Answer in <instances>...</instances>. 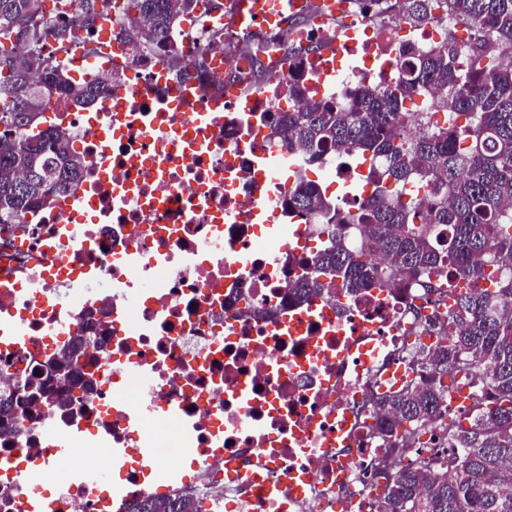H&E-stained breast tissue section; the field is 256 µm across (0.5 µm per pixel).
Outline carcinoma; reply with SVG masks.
<instances>
[{"label": "carcinoma", "instance_id": "1", "mask_svg": "<svg viewBox=\"0 0 512 512\" xmlns=\"http://www.w3.org/2000/svg\"><path fill=\"white\" fill-rule=\"evenodd\" d=\"M208 0H130L119 38L143 58L165 50L172 67L179 54L172 38L181 18L205 22ZM377 15L392 12L413 28L435 14L474 33L460 41L448 30L440 45L410 48L401 78L381 87L355 88L348 98L321 100L269 117L273 131L303 148L306 164L330 155L352 166L373 188L349 208L297 173L288 208L318 224L353 227L357 241L334 234L298 264L288 298L305 302L331 283L349 293L374 287L371 255L390 260L403 285L454 290V303L437 323L442 343L433 352L414 347L422 380L381 397L372 432L390 449L387 490L377 512H512V0H354ZM69 0L48 13L42 0H0V225L16 224L80 180L85 159L69 133L46 115L48 101L73 106L105 98L112 78L74 80L46 51L45 37L69 39ZM111 0H84L82 49L98 50L97 19ZM180 68V67H178ZM185 71V68H180ZM404 120L422 127L415 139L397 132ZM425 193L430 217L412 197ZM98 337L40 364L21 392L0 401V425L22 431L31 408L68 413L73 391H94L77 367ZM468 389L469 425L448 418L449 393ZM442 422L448 451L426 430ZM420 449L415 466L400 470L397 455ZM129 512H201L189 495L151 497Z\"/></svg>", "mask_w": 512, "mask_h": 512}]
</instances>
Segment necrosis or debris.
I'll return each mask as SVG.
<instances>
[{"instance_id": "1", "label": "necrosis or debris", "mask_w": 512, "mask_h": 512, "mask_svg": "<svg viewBox=\"0 0 512 512\" xmlns=\"http://www.w3.org/2000/svg\"><path fill=\"white\" fill-rule=\"evenodd\" d=\"M341 2L340 25L289 16L255 39L220 13L189 22L179 36L186 67L206 31L224 36L191 94L176 93L165 59L137 62L126 47L78 67L87 79L118 74L109 98L83 111L51 101L86 167L34 222L0 226V399L90 321L104 331L79 414L32 409L20 443L0 430V512H20L32 492L46 512H127L176 491L203 512H376L384 450L371 407L416 378L413 343L438 347L448 297L402 287L377 256L376 288L333 285L290 302L296 263L329 228L289 213L281 168L300 169L304 151L268 118L395 80L402 48L441 43L445 24L416 30ZM349 24L357 42L344 35ZM248 39L252 52L241 54ZM314 40L319 53L295 56ZM102 278L112 292L73 298V281ZM137 280L145 290L129 297ZM138 368L152 377L143 390L130 376ZM173 419L192 451L157 455ZM77 428L84 437L69 456H53L47 431ZM111 447L128 451L120 493L70 486L71 471ZM40 468L57 474L52 486L35 480ZM162 470L176 482H155Z\"/></svg>"}]
</instances>
